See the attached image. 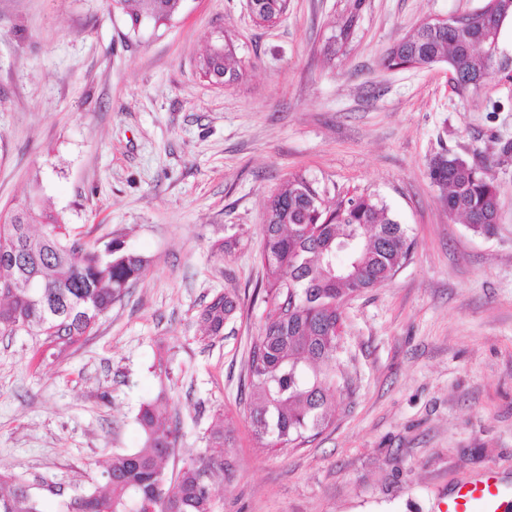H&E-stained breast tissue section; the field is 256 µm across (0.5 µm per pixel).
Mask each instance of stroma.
Masks as SVG:
<instances>
[{
	"label": "stroma",
	"instance_id": "1",
	"mask_svg": "<svg viewBox=\"0 0 512 512\" xmlns=\"http://www.w3.org/2000/svg\"><path fill=\"white\" fill-rule=\"evenodd\" d=\"M483 0H364L353 40L328 55L350 0H290L257 24L247 0H184L168 26L132 30L105 0H0V210L50 203L89 246L147 265L65 354L0 335V470L58 512L141 447L142 404L179 423L167 470L205 452L224 419L230 468L215 512H447L495 474L512 497V19L492 75L468 97L448 66L394 69L385 51L423 19ZM235 36L242 76L203 79V47ZM450 152L490 168L492 234L450 215L428 176ZM305 175L336 197L385 204L414 247L382 287L345 306L353 386L304 445L260 448L245 363L267 315L260 228L268 197ZM237 235L239 246H214ZM240 309L202 340L219 293Z\"/></svg>",
	"mask_w": 512,
	"mask_h": 512
}]
</instances>
